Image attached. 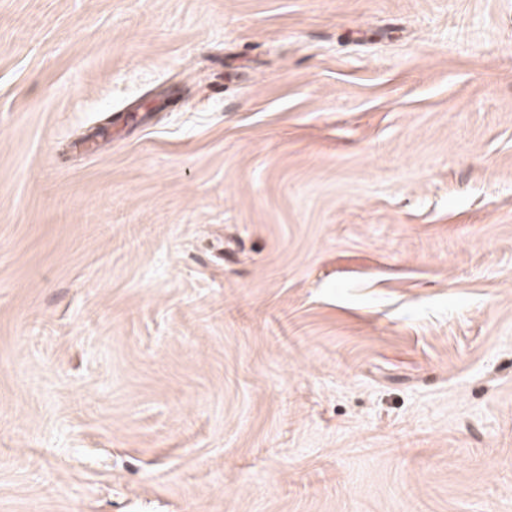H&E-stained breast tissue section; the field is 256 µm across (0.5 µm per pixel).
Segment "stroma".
Returning a JSON list of instances; mask_svg holds the SVG:
<instances>
[{"mask_svg": "<svg viewBox=\"0 0 512 512\" xmlns=\"http://www.w3.org/2000/svg\"><path fill=\"white\" fill-rule=\"evenodd\" d=\"M0 512H512V0H0Z\"/></svg>", "mask_w": 512, "mask_h": 512, "instance_id": "stroma-1", "label": "stroma"}]
</instances>
